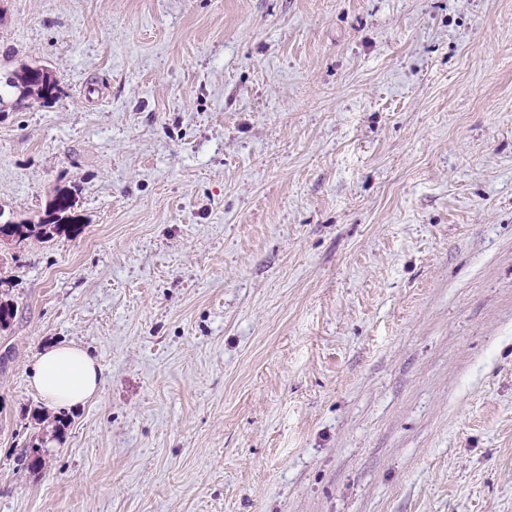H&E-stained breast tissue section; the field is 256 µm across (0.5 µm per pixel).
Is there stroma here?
<instances>
[{
  "mask_svg": "<svg viewBox=\"0 0 512 512\" xmlns=\"http://www.w3.org/2000/svg\"><path fill=\"white\" fill-rule=\"evenodd\" d=\"M23 65L0 512H512V0H0ZM29 71L30 67L23 66L19 70L5 74V85L14 89L18 94L17 97L32 98L43 104L55 100L59 96L61 89L59 88L58 81L52 76L49 70L44 69L45 77L43 71L40 69L30 71L33 77H44L43 82L40 84L30 80ZM72 208L69 194L59 192L52 202V209L47 213L46 219H40L37 224L32 221L0 224V236L6 234L15 237L19 246L24 245L29 239H46L54 234L65 233L77 236L83 226L75 224L77 219L70 213ZM102 378L98 360L72 343L54 344L38 354L29 380L47 406L65 409L94 398Z\"/></svg>",
  "mask_w": 512,
  "mask_h": 512,
  "instance_id": "35a3bbf8",
  "label": "stroma"
}]
</instances>
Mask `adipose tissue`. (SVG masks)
I'll return each instance as SVG.
<instances>
[{
    "mask_svg": "<svg viewBox=\"0 0 512 512\" xmlns=\"http://www.w3.org/2000/svg\"><path fill=\"white\" fill-rule=\"evenodd\" d=\"M98 360L76 344L53 345L38 354L30 385L47 406L65 409L94 398L102 384Z\"/></svg>",
    "mask_w": 512,
    "mask_h": 512,
    "instance_id": "ef3b65f1",
    "label": "adipose tissue"
}]
</instances>
